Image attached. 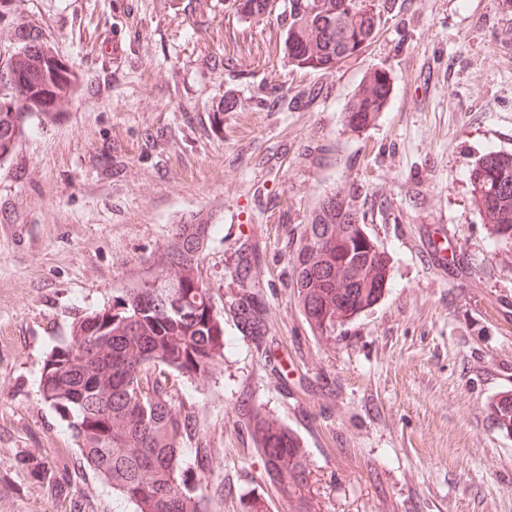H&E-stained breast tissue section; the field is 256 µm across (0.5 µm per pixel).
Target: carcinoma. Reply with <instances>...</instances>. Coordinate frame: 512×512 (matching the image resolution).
<instances>
[{
  "mask_svg": "<svg viewBox=\"0 0 512 512\" xmlns=\"http://www.w3.org/2000/svg\"><path fill=\"white\" fill-rule=\"evenodd\" d=\"M237 16L256 20L270 0H233ZM288 62L331 71L377 33L367 0H288ZM0 34L14 48L0 81V162L9 158L36 116L53 121L81 86L68 61L55 55L40 30L16 17L14 0H0ZM390 84L379 70L350 100L346 124L366 127L384 105ZM232 98L212 103L211 130H223ZM495 250L512 248V156L483 154L468 171ZM211 224H176L171 239L112 306L74 318L68 341L44 363L39 394L66 423L80 463L112 488L130 512H210L203 482L214 449L191 448L194 412L176 408L169 376L193 378L224 361V317L258 351H266L265 307L252 278L256 252L243 244L235 259L238 287L217 307L200 272ZM294 295L310 330L330 337L336 326L375 304L387 288V254L366 232L364 216L336 192L318 203L290 258ZM512 433V397L493 406ZM244 425L263 458L265 474L289 512H317L310 470L298 436L258 409ZM28 475L52 493H67L69 469L39 456L20 458Z\"/></svg>",
  "mask_w": 512,
  "mask_h": 512,
  "instance_id": "carcinoma-1",
  "label": "carcinoma"
}]
</instances>
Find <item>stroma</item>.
I'll list each match as a JSON object with an SVG mask.
<instances>
[{"instance_id": "stroma-1", "label": "stroma", "mask_w": 512, "mask_h": 512, "mask_svg": "<svg viewBox=\"0 0 512 512\" xmlns=\"http://www.w3.org/2000/svg\"><path fill=\"white\" fill-rule=\"evenodd\" d=\"M229 4L16 0L85 82L0 162V512H112L92 471L63 499L19 459L77 464L38 394L43 365L177 224L213 225L201 271L219 301L234 250L254 243L265 304L266 354L228 321L223 365L178 383L216 451L210 512H241L249 492L288 512L241 425L253 408L300 437L319 512H512V433L491 408L512 393V250L491 248L467 174L489 150L512 154V0H374L379 34L327 73L289 65L284 0L258 21ZM377 69L390 95L350 129L345 109ZM284 90L304 98L269 105ZM226 95L216 135L208 108ZM333 191L384 247L388 288L325 339L287 262Z\"/></svg>"}]
</instances>
